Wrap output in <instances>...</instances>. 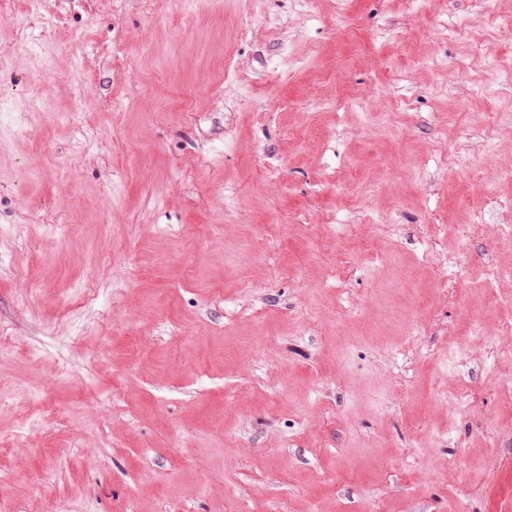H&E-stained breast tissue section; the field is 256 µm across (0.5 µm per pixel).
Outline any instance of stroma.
<instances>
[{
    "label": "stroma",
    "mask_w": 512,
    "mask_h": 512,
    "mask_svg": "<svg viewBox=\"0 0 512 512\" xmlns=\"http://www.w3.org/2000/svg\"><path fill=\"white\" fill-rule=\"evenodd\" d=\"M511 78L512 0L0 8V512H512Z\"/></svg>",
    "instance_id": "35a3bbf8"
}]
</instances>
